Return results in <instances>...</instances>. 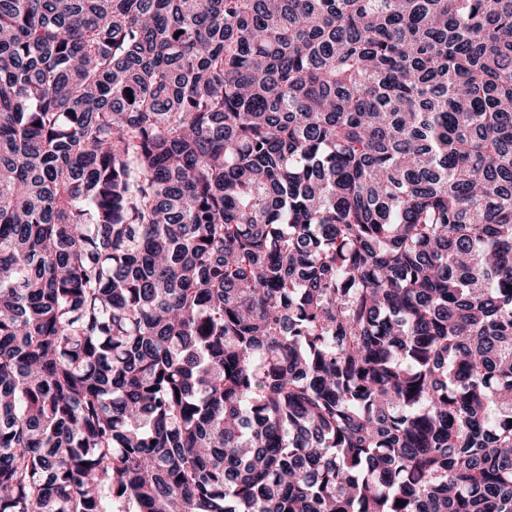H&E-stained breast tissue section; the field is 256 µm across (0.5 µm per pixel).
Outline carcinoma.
<instances>
[{
    "label": "carcinoma",
    "instance_id": "1",
    "mask_svg": "<svg viewBox=\"0 0 512 512\" xmlns=\"http://www.w3.org/2000/svg\"><path fill=\"white\" fill-rule=\"evenodd\" d=\"M0 512H512V0H0Z\"/></svg>",
    "mask_w": 512,
    "mask_h": 512
}]
</instances>
